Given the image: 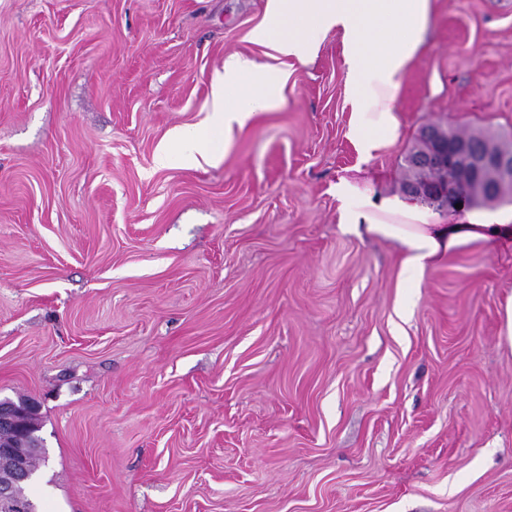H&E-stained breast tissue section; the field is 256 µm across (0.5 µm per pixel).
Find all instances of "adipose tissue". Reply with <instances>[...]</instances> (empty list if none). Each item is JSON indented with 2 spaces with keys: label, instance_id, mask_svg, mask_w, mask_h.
Instances as JSON below:
<instances>
[{
  "label": "adipose tissue",
  "instance_id": "obj_1",
  "mask_svg": "<svg viewBox=\"0 0 512 512\" xmlns=\"http://www.w3.org/2000/svg\"><path fill=\"white\" fill-rule=\"evenodd\" d=\"M435 10L436 0H267L265 18L250 39L306 65L327 34L339 35L350 109L346 136L366 160L400 135L396 101L404 78L426 49ZM281 83L277 69L229 56L223 76L214 82L209 110L224 132H231L273 108L281 99ZM336 197L342 224L395 246L410 274L440 265L461 246L512 239V210L479 222L436 224L416 204L375 198L345 179L337 183Z\"/></svg>",
  "mask_w": 512,
  "mask_h": 512
}]
</instances>
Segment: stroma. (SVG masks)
Returning a JSON list of instances; mask_svg holds the SVG:
<instances>
[{
	"mask_svg": "<svg viewBox=\"0 0 512 512\" xmlns=\"http://www.w3.org/2000/svg\"><path fill=\"white\" fill-rule=\"evenodd\" d=\"M267 0H0V398L34 400L40 512H512V244L404 281L336 184L402 195L429 122L512 137V0H437L399 140L361 159L341 40L308 66ZM241 54L279 104L212 164ZM182 157L186 164L192 165L199 163L197 153L203 158L208 159L213 153H202L204 150V137L199 133H191L182 136Z\"/></svg>",
	"mask_w": 512,
	"mask_h": 512,
	"instance_id": "obj_1",
	"label": "stroma"
}]
</instances>
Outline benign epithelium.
Here are the masks:
<instances>
[{
    "instance_id": "benign-epithelium-1",
    "label": "benign epithelium",
    "mask_w": 512,
    "mask_h": 512,
    "mask_svg": "<svg viewBox=\"0 0 512 512\" xmlns=\"http://www.w3.org/2000/svg\"><path fill=\"white\" fill-rule=\"evenodd\" d=\"M421 139L423 147L413 152L412 165L418 172H433L434 177H417L404 185L406 193L414 199L446 207L466 202L467 192L475 181L487 180L493 188L512 184L510 154L477 149L466 140L453 139L440 124L423 126ZM38 411L39 405L33 400L0 404V429L27 440L22 447L0 442V502L5 505L16 499L30 477V457L40 447Z\"/></svg>"
}]
</instances>
